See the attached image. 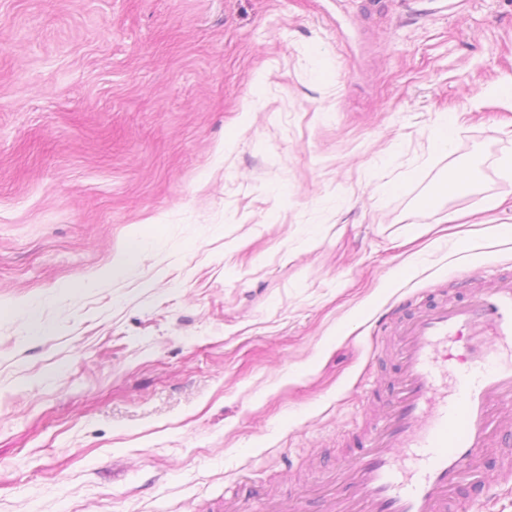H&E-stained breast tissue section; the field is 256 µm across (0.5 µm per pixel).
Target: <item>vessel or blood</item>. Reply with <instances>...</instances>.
Masks as SVG:
<instances>
[{"mask_svg":"<svg viewBox=\"0 0 512 512\" xmlns=\"http://www.w3.org/2000/svg\"><path fill=\"white\" fill-rule=\"evenodd\" d=\"M400 381L342 476L341 512H453L512 403V274L401 307Z\"/></svg>","mask_w":512,"mask_h":512,"instance_id":"b4317fda","label":"vessel or blood"}]
</instances>
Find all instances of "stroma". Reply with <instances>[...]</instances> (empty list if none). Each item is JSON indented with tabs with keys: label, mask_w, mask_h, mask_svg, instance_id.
<instances>
[{
	"label": "stroma",
	"mask_w": 512,
	"mask_h": 512,
	"mask_svg": "<svg viewBox=\"0 0 512 512\" xmlns=\"http://www.w3.org/2000/svg\"><path fill=\"white\" fill-rule=\"evenodd\" d=\"M510 152L512 0H0V512H325Z\"/></svg>",
	"instance_id": "stroma-1"
}]
</instances>
